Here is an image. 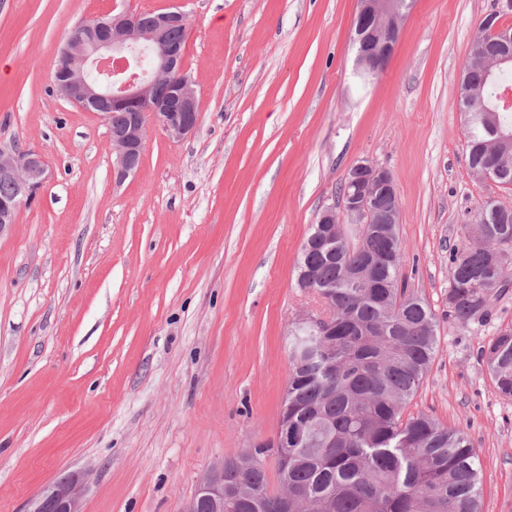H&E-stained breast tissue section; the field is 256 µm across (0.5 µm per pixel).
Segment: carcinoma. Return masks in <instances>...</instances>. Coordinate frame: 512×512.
<instances>
[{
  "instance_id": "obj_1",
  "label": "carcinoma",
  "mask_w": 512,
  "mask_h": 512,
  "mask_svg": "<svg viewBox=\"0 0 512 512\" xmlns=\"http://www.w3.org/2000/svg\"><path fill=\"white\" fill-rule=\"evenodd\" d=\"M512 67L488 79L469 60L467 82L493 98L511 86ZM469 127L470 168L512 187V142L493 143L492 127L512 132V108L477 112L459 102ZM496 201L483 202L478 223L453 249L448 267V327L489 315L512 282V210L481 224ZM395 224H350L336 255L312 236L302 244L297 274L335 307L336 335L310 324L288 334V426L305 429L294 448L279 450L286 491L270 488L263 465L249 457L224 465L230 512H481L478 452L467 434L425 413L404 417L433 361L438 321L401 277ZM366 270L369 287L351 282ZM479 360L500 396L512 400V327L482 342Z\"/></svg>"
}]
</instances>
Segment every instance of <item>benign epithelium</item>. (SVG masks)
<instances>
[{"instance_id": "benign-epithelium-1", "label": "benign epithelium", "mask_w": 512, "mask_h": 512, "mask_svg": "<svg viewBox=\"0 0 512 512\" xmlns=\"http://www.w3.org/2000/svg\"><path fill=\"white\" fill-rule=\"evenodd\" d=\"M414 0H358L353 40L359 44L357 73L374 79L384 71L397 41L406 10ZM181 10L160 13L145 28L141 15L122 10L81 25L90 37L69 40L61 50L68 66L55 79L60 96L88 111L111 120L112 111L128 110L127 123L109 126L113 177L122 182L140 168L148 121L171 140H183L198 125V101L191 79L178 58L184 47L166 44V33L185 24ZM0 175L14 179L16 192L0 199V228L16 223L21 207L32 203L51 176L44 153L35 150L0 148ZM343 212L352 224L399 223V200L395 180L386 168L362 159L350 166ZM342 225L336 205L330 204L317 219L315 237L323 249L336 248V234ZM319 336L332 330L329 313L307 314ZM301 433L279 425L272 448H286ZM83 474L69 473L46 485L31 500L28 512H82ZM224 512V461L214 464L198 483L183 512Z\"/></svg>"}]
</instances>
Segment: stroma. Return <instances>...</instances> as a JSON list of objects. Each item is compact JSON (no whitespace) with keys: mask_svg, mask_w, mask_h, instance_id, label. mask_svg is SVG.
Masks as SVG:
<instances>
[{"mask_svg":"<svg viewBox=\"0 0 512 512\" xmlns=\"http://www.w3.org/2000/svg\"><path fill=\"white\" fill-rule=\"evenodd\" d=\"M495 0H415L384 72L360 82L357 0H0V144L45 151L52 177L0 229V512H26L85 471L83 512H182L212 465L273 441L288 331L321 303L295 264L349 167L393 175L401 273L435 312L438 346L407 410L463 427L483 512H512V401L483 339L448 326L451 250L482 202L512 189L466 153L459 81ZM121 7L189 16L182 68L195 132L148 127L141 167L112 180L108 124L53 72L81 21Z\"/></svg>","mask_w":512,"mask_h":512,"instance_id":"1","label":"stroma"}]
</instances>
